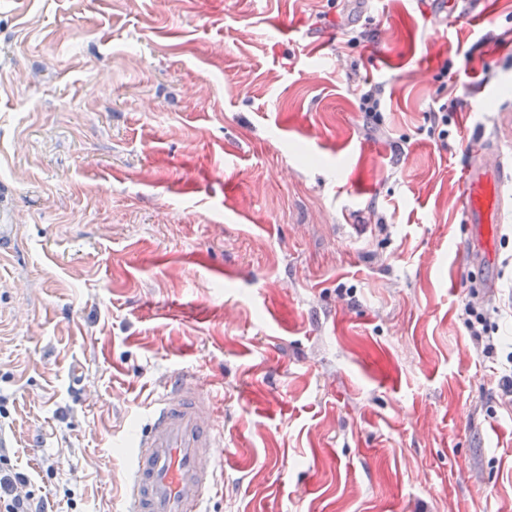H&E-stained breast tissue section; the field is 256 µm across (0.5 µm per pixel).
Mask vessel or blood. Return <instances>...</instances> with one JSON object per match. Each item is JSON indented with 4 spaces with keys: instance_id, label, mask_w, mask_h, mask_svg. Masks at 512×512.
Here are the masks:
<instances>
[{
    "instance_id": "b4317fda",
    "label": "vessel or blood",
    "mask_w": 512,
    "mask_h": 512,
    "mask_svg": "<svg viewBox=\"0 0 512 512\" xmlns=\"http://www.w3.org/2000/svg\"><path fill=\"white\" fill-rule=\"evenodd\" d=\"M512 166L497 147L481 149L463 175V220L471 241L485 245L502 208ZM211 394L195 376L176 373L164 384L138 439L129 512H207L224 430L215 425Z\"/></svg>"
}]
</instances>
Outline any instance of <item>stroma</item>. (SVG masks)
I'll use <instances>...</instances> for the list:
<instances>
[{"label": "stroma", "mask_w": 512, "mask_h": 512, "mask_svg": "<svg viewBox=\"0 0 512 512\" xmlns=\"http://www.w3.org/2000/svg\"><path fill=\"white\" fill-rule=\"evenodd\" d=\"M505 112L512 0H0V472L127 512L186 371L224 429L209 512H512L461 317L486 275L512 333V186L484 270L462 221ZM354 91L357 108L364 115L367 127L380 125L383 121L384 87L379 83L368 82Z\"/></svg>", "instance_id": "1"}]
</instances>
